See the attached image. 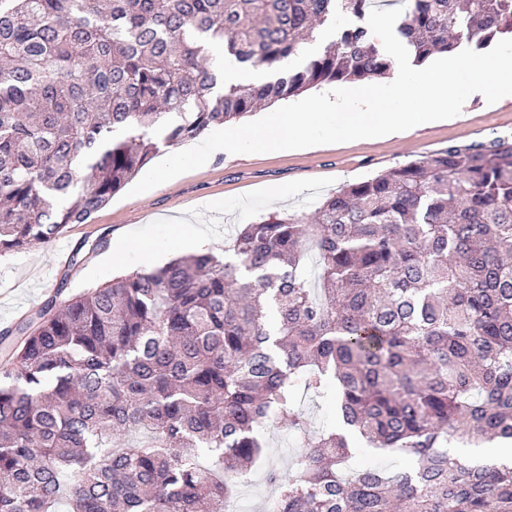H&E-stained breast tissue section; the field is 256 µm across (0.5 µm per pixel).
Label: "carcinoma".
Masks as SVG:
<instances>
[{
  "label": "carcinoma",
  "instance_id": "carcinoma-1",
  "mask_svg": "<svg viewBox=\"0 0 512 512\" xmlns=\"http://www.w3.org/2000/svg\"><path fill=\"white\" fill-rule=\"evenodd\" d=\"M375 2L0 0V255L86 223L163 147L387 75ZM322 25L301 67L218 86L208 42L269 68ZM396 33L417 64L483 49L512 37V0H407ZM231 251L0 332V512H224V477L263 464L274 421L300 436L294 475L266 471L277 512H512V465L448 452L512 439V143L346 184L241 226ZM332 381L344 431L313 435L298 390ZM360 443L410 467L342 473ZM392 60H393V66H392L391 72L385 78H380V79H376V80H372V81H360V82H353V83H345V84H339V85H324V86H321V87H318V88L310 89V90L302 93L299 96L292 97V98L286 99V100H282V101L276 102L271 107H266V108H262L260 110H257V111H255V113L250 114L249 116L243 118L238 124L231 125V126H228V127L221 126V127L212 128V129L208 130L200 138H198V139H196V140H194L192 142H189V143H187L185 145H190L191 147H193L195 145H198L202 141H204L213 131H216V130H219V129L235 127V126L247 123V122H251V121L260 119V118L263 117L265 112H272V111L276 110L277 108H279L280 106L300 101L303 98H305L307 96H310V95H313V94L323 93V92H327V91H330L332 89L341 88V87H345V88L358 87V86H362V85L367 84V83H375V84L390 83L393 80L395 72L398 70L397 64H396L395 60L393 58H392Z\"/></svg>",
  "mask_w": 512,
  "mask_h": 512
}]
</instances>
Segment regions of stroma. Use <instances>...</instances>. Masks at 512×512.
<instances>
[{
	"label": "stroma",
	"instance_id": "1",
	"mask_svg": "<svg viewBox=\"0 0 512 512\" xmlns=\"http://www.w3.org/2000/svg\"><path fill=\"white\" fill-rule=\"evenodd\" d=\"M452 124L424 126L390 139L325 144L298 153L219 154L173 182L133 197L116 194L60 241L0 256V330L24 320L48 299L69 295L162 261L192 254L180 220L203 225L227 250L240 225L272 213L309 211L340 187L371 178L453 143L512 142V100L487 104L473 95Z\"/></svg>",
	"mask_w": 512,
	"mask_h": 512
}]
</instances>
